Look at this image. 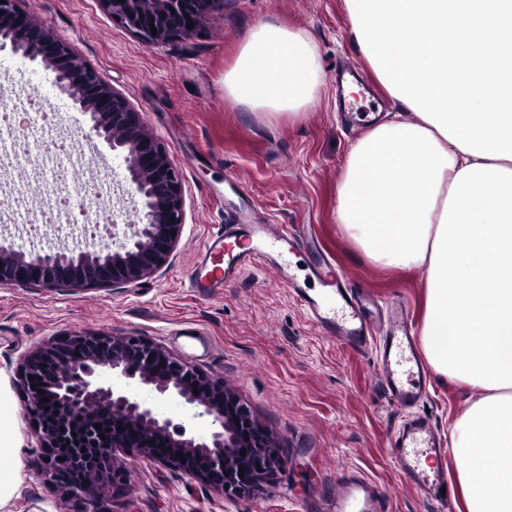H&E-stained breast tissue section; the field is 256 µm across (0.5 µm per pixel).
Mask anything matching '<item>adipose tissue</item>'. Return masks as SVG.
Here are the masks:
<instances>
[{
  "instance_id": "1",
  "label": "adipose tissue",
  "mask_w": 512,
  "mask_h": 512,
  "mask_svg": "<svg viewBox=\"0 0 512 512\" xmlns=\"http://www.w3.org/2000/svg\"><path fill=\"white\" fill-rule=\"evenodd\" d=\"M357 43L404 113L350 148L336 222L372 262L425 272L422 353L477 393L451 448L468 512H512V0H345ZM303 31L255 27L224 75L236 104L297 115L318 91ZM499 474L483 483V464ZM0 393V505L22 482Z\"/></svg>"
}]
</instances>
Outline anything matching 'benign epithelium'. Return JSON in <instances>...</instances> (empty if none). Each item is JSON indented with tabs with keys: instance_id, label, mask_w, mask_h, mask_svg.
Listing matches in <instances>:
<instances>
[{
	"instance_id": "benign-epithelium-1",
	"label": "benign epithelium",
	"mask_w": 512,
	"mask_h": 512,
	"mask_svg": "<svg viewBox=\"0 0 512 512\" xmlns=\"http://www.w3.org/2000/svg\"><path fill=\"white\" fill-rule=\"evenodd\" d=\"M148 45L194 36L219 0H101ZM193 28H187V24ZM156 33H151L150 27ZM0 49L41 60L56 73L57 89L89 115L90 131L122 157L140 197L138 223L127 225L115 249L25 252L0 243V284L47 288L110 285L124 288L165 267L183 226L182 180L161 142L148 133L127 100L67 43L0 0ZM19 387L43 454L38 469L64 497L99 512L104 488L130 480L127 462L146 459L184 472L229 498L252 494L284 469L285 460L248 407L214 378L145 336L74 332L54 336L20 358ZM165 400L208 417L211 431L196 433L185 415H163ZM108 419L112 432L95 425ZM82 441L60 457L65 432Z\"/></svg>"
}]
</instances>
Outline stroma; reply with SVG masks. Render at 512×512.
<instances>
[{
    "mask_svg": "<svg viewBox=\"0 0 512 512\" xmlns=\"http://www.w3.org/2000/svg\"><path fill=\"white\" fill-rule=\"evenodd\" d=\"M33 21L67 42L131 107L164 145L183 179L184 224L169 263L126 288L0 286V392L15 403L21 356L52 336L105 331L145 336L226 387L281 444L287 465L255 495L231 499L153 461L132 466L123 490L105 494L107 512H295L298 498L319 505L337 478L361 471L385 494L390 512H437L401 476L388 439L406 411L384 391L374 350L354 351L321 334L270 273L248 270L227 288H189L186 276L207 240L224 225L259 222L277 231L305 226L337 269L385 303L403 298L415 328L425 312L424 274L369 260L336 222L344 158L366 129L380 83L360 51L344 0H224L188 39L147 46L112 19L99 0H18ZM283 22L306 31L320 62L316 101L297 116H269L234 104L224 73L254 27ZM350 66L365 94L336 103L330 77ZM0 93L22 112L0 124V190L18 196L23 215L51 212L59 197L76 200L89 184L115 224L133 221L125 164L90 136L87 118L59 93L55 74L11 49L0 50ZM65 139L58 163L45 161ZM29 176L20 179L18 168ZM471 389L437 374L418 413L441 437L470 403ZM23 483L0 512H84L37 473L35 425L18 416Z\"/></svg>",
    "mask_w": 512,
    "mask_h": 512,
    "instance_id": "stroma-1",
    "label": "stroma"
}]
</instances>
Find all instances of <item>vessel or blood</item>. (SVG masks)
Masks as SVG:
<instances>
[{
    "label": "vessel or blood",
    "instance_id": "vessel-or-blood-1",
    "mask_svg": "<svg viewBox=\"0 0 512 512\" xmlns=\"http://www.w3.org/2000/svg\"><path fill=\"white\" fill-rule=\"evenodd\" d=\"M307 255V277H300L288 263L292 251ZM199 263L204 277H189V287L208 283L223 288L245 270L271 271L289 289L309 321L336 342L352 350L368 346L377 349V364L386 392L401 406L413 408L427 397V375L417 341L407 326L408 309L404 302L387 308L392 323L384 334H377L378 319L368 305V291L345 273L333 269L322 246L298 233H274L267 224L225 225L221 234L210 237ZM319 281L310 288L308 278ZM403 478L431 503L447 506L444 490L448 486V450L436 437L430 419L416 415L400 426L389 440ZM431 458L429 468H419V455ZM323 512H389L379 486L356 471L341 475L336 490Z\"/></svg>",
    "mask_w": 512,
    "mask_h": 512
}]
</instances>
